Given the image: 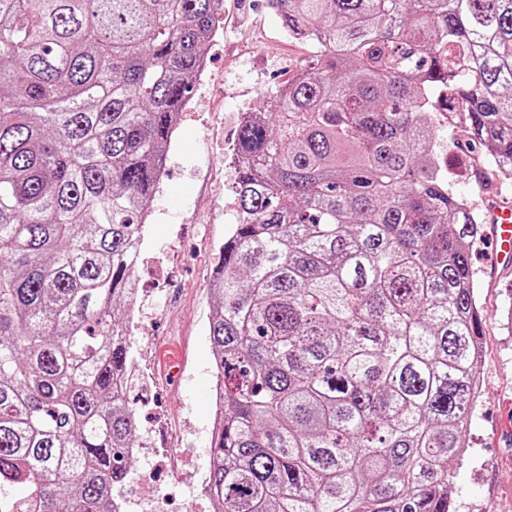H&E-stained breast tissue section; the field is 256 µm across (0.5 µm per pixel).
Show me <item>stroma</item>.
<instances>
[{
    "instance_id": "stroma-1",
    "label": "stroma",
    "mask_w": 512,
    "mask_h": 512,
    "mask_svg": "<svg viewBox=\"0 0 512 512\" xmlns=\"http://www.w3.org/2000/svg\"><path fill=\"white\" fill-rule=\"evenodd\" d=\"M316 52L284 31L266 0H224V28L207 47L208 68L197 79L168 152L166 175L152 206L145 238L149 264L135 269L142 288L143 328L133 334L141 367L152 378L150 393H128L136 409V435L154 436L155 422H170V437L184 470L173 475L149 456L130 460L131 478L149 476L159 494L128 512H189L197 472L210 453L211 387L215 381L209 317L215 303L211 271L233 224L241 215L234 193L232 146L240 115L261 109L268 94L287 82ZM462 116L440 128L439 154L454 192L477 208L496 200L512 205V177L489 167L478 151L461 146ZM479 283L483 392L471 418L468 455L450 479L456 512H512V269L493 265L489 242L471 255ZM183 348L177 384L160 372V347Z\"/></svg>"
}]
</instances>
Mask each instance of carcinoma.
<instances>
[{
  "mask_svg": "<svg viewBox=\"0 0 512 512\" xmlns=\"http://www.w3.org/2000/svg\"><path fill=\"white\" fill-rule=\"evenodd\" d=\"M318 46L241 124L209 319L220 512H453L481 336L435 116L512 174V0H267ZM224 0H0V512H119L132 245Z\"/></svg>",
  "mask_w": 512,
  "mask_h": 512,
  "instance_id": "carcinoma-1",
  "label": "carcinoma"
}]
</instances>
